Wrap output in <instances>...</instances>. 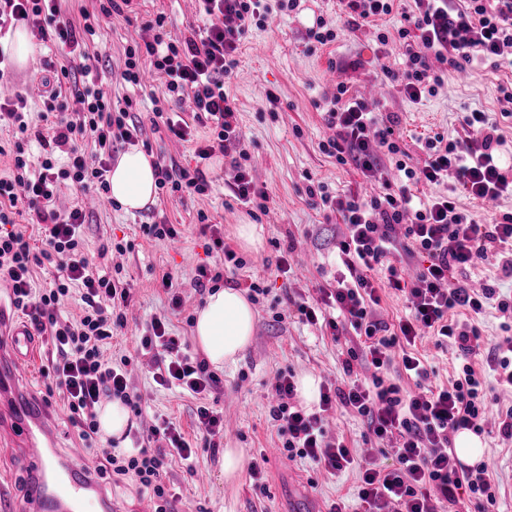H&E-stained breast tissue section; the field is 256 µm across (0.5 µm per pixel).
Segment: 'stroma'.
<instances>
[{"instance_id": "35a3bbf8", "label": "stroma", "mask_w": 512, "mask_h": 512, "mask_svg": "<svg viewBox=\"0 0 512 512\" xmlns=\"http://www.w3.org/2000/svg\"><path fill=\"white\" fill-rule=\"evenodd\" d=\"M268 19L264 27L252 28L240 46L239 63L226 82V89L236 99L240 128L251 155L252 175L263 186L268 200L265 209H247L230 196L226 189L235 172L215 152L209 160L197 161L195 144L166 135L145 131L144 141L150 158L161 157L177 168L202 166L210 180L208 190L177 200L156 195L154 203L127 213L115 203L88 207L89 222L84 226L85 252L98 260L107 252L109 261L120 270L132 301L125 311L126 324L112 341L113 359L132 357L129 373L142 396V415L132 418L133 427H145L159 416L179 424L187 438H194V412L198 402H205L224 414L223 445L244 449L247 457L266 456L264 478L252 480L241 473L233 484H225L220 459L207 450H199L192 464L173 462L165 480L175 496V512H305L304 493H312L322 505L342 500L348 512L355 508L354 492L360 467L332 475L307 460L291 461L270 455L276 447V429L269 418L271 385L278 372H292L295 377L310 375L319 381H336L344 376L346 351L320 329L288 319L273 320L282 310L283 296L314 297L319 287L332 282L336 273V244L345 226L341 219H326L319 197L309 196V180L323 183L330 194L342 193L361 183L352 166L339 165L324 154L319 145L332 137L333 131L323 119V103L336 93V85L347 81L353 93L367 96L371 87L382 91L379 109L396 112L402 118L405 149L412 162H419L423 152L416 144L419 136L437 133L461 136L465 113L480 111L499 128L502 151L512 153V113L503 98L502 86L512 81V71L485 63L473 68L447 69L444 83L435 95L412 102L400 92L397 82L385 78L375 61V30L394 29L396 16H386L377 25L356 32L344 31L345 18L336 0H300L295 11L282 13L278 0H267ZM196 0H135L133 11L102 21L99 33L88 47L91 58L103 68L99 81L108 97L126 96L137 100L163 97L164 87L154 75H146L140 87L125 84L119 71L124 52L132 41L151 39L145 24L157 13L167 16L172 35H189L199 23ZM340 29V38L329 45L309 49L306 30L316 19ZM35 56L28 65H13L11 83L28 92V110L38 113L39 92L30 79L43 60H59L61 54L49 42L35 41ZM274 91L279 102L269 108L266 91ZM218 227L224 241L245 260L236 273H224L220 284L247 288L251 279L261 278L269 290L261 304L255 305L256 322L250 346L232 366L218 371L219 383L197 400L177 389H166L153 379L149 357L138 356L142 328L152 317L164 315L169 332L185 342L190 355L198 350L192 336V320L203 297L194 289L199 266H214L209 253L210 233L204 232L199 215ZM176 225L179 234L172 239H149L140 227L154 222ZM256 227L259 244L243 247L237 227ZM122 251H113V244ZM294 244L290 257L292 271L282 276L279 262L281 248ZM171 275L185 300L175 310L162 285L163 275ZM469 288L479 290L494 286L499 297L512 299V279L503 277L495 254L468 268L462 276ZM416 353L435 370L434 381L449 384L460 361L450 344H438L436 337L418 340ZM487 396L492 414L480 436L485 445L483 460L493 467L499 489L492 512H512V443L499 434L500 414L512 407V390L489 383Z\"/></svg>"}]
</instances>
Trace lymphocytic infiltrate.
Here are the masks:
<instances>
[{
    "label": "lymphocytic infiltrate",
    "instance_id": "obj_1",
    "mask_svg": "<svg viewBox=\"0 0 512 512\" xmlns=\"http://www.w3.org/2000/svg\"><path fill=\"white\" fill-rule=\"evenodd\" d=\"M202 28L199 38H170L165 14H156L147 26L151 41L127 47L120 72L126 83L139 84L145 71L163 80L171 106L154 104L141 116L132 99L112 102L87 63L48 62L38 82L40 123H33L24 96L0 101V128L13 141L12 167L0 176V284L11 304L25 312L37 335L48 337L51 364L45 376L49 392L58 394L82 439L92 444L100 477L120 482L135 480L141 493L153 501L154 512H171L170 493L162 480L169 460L194 461L196 450L168 420L131 432L130 447L118 442L99 443L97 410L103 399L118 398L134 415H141L142 397L128 373L130 357L113 361L107 345L115 330L124 327L130 290L111 272L92 263L85 253L81 206L62 211L56 206L58 188L71 180L82 192H109L107 173L119 145L132 144L145 128L163 127L174 137H190L195 126L213 134L210 144L198 147L199 159L213 149L230 157L236 170L231 193L244 206L266 200V191L252 176L251 156L238 125V109L224 88V80L238 65L242 36L262 26L268 14L265 0H200ZM401 0H338L348 32L400 11ZM411 10L400 11L395 32L380 31L376 41L380 57L401 55L403 68L396 75L410 101L434 94L443 83L441 68H461L473 61L497 65L512 56V0H412ZM131 0H104L98 11L83 13L81 22L65 18L59 0H0V28L13 21H29L43 40L61 48L78 49L93 41L102 19L121 12ZM73 86L78 108H69L64 86ZM193 104L190 116L176 107ZM324 120L335 134L321 148L339 164L354 167L365 181L381 192L364 197L350 190L340 195L318 193L323 207L340 216L346 232L337 244L339 275L334 285L319 288L317 299H291L276 321L297 318L323 324L333 340H345L346 381L321 385L317 410L295 400L297 387L290 373H278L269 415L288 459H306L331 473L349 469L354 458L343 442L326 437L325 415L341 408L364 421V441L377 447L397 444L394 467L373 466L361 473L356 488V512H447L468 500L474 512L495 505L498 487L486 464L463 465L451 447L459 430L482 432L489 405L483 388L484 372L497 384L512 389V336L501 337L488 355L485 370L472 361L479 346V331L472 317L488 307L501 313L512 304L496 300L493 287L475 291L458 283L456 274L485 258L499 255L501 272L512 277V214L493 224L478 222L460 207L458 195L492 202L512 194V164H505L497 127L485 113L463 118V136L445 140L425 138L423 164L403 159L400 118L380 112L339 83L327 100ZM42 149L39 165H32L27 146ZM92 143L94 160H87L83 143ZM66 149V167H58L55 153ZM156 186L171 193H204L208 179L202 169L186 170L154 160ZM396 168L397 181L387 177ZM418 184H444L446 193L419 200L411 192ZM27 205L41 223L44 247L32 253L24 234L14 224V208ZM427 259L413 280H406L394 260L406 245ZM53 269L51 288L36 291L35 268ZM380 277H373V270ZM392 289L405 295L408 317L390 327L378 313L381 293ZM79 292V317L63 316L61 302ZM431 334L449 342L462 362L457 379L446 386L428 382L429 371L415 355L418 338ZM140 345L155 366L153 378L163 387L178 386L193 394L209 392L217 378L206 361L182 350L179 337L169 335L167 319L156 316L146 324ZM371 368L368 379L355 376L354 362ZM414 380L416 392L404 391L398 376Z\"/></svg>",
    "mask_w": 512,
    "mask_h": 512
}]
</instances>
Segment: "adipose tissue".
Wrapping results in <instances>:
<instances>
[{
  "label": "adipose tissue",
  "mask_w": 512,
  "mask_h": 512,
  "mask_svg": "<svg viewBox=\"0 0 512 512\" xmlns=\"http://www.w3.org/2000/svg\"><path fill=\"white\" fill-rule=\"evenodd\" d=\"M112 199L129 211L151 202L156 178L150 159L139 149L120 155L109 173ZM255 323L254 308L244 291L223 287L207 293L198 310L194 341L205 359L220 369L235 363L250 344Z\"/></svg>",
  "instance_id": "ef3b65f1"
}]
</instances>
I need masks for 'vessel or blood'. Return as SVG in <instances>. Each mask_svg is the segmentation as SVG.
Returning <instances> with one entry per match:
<instances>
[{
  "label": "vessel or blood",
  "mask_w": 512,
  "mask_h": 512,
  "mask_svg": "<svg viewBox=\"0 0 512 512\" xmlns=\"http://www.w3.org/2000/svg\"><path fill=\"white\" fill-rule=\"evenodd\" d=\"M1 330L10 345L8 354L0 353V371L10 373L13 383L9 389L0 388V446L29 460L25 512H111L101 484L67 463L51 410L23 381L35 336L25 322L13 323L0 314Z\"/></svg>",
  "instance_id": "obj_1"
}]
</instances>
